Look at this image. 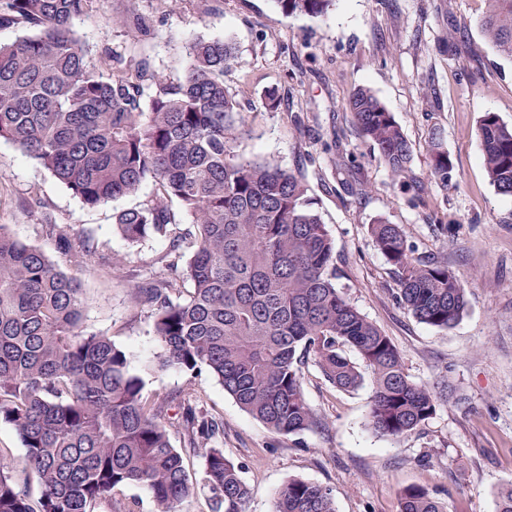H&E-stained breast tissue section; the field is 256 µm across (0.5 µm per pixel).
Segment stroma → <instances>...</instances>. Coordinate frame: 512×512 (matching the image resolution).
<instances>
[{
    "label": "stroma",
    "mask_w": 512,
    "mask_h": 512,
    "mask_svg": "<svg viewBox=\"0 0 512 512\" xmlns=\"http://www.w3.org/2000/svg\"><path fill=\"white\" fill-rule=\"evenodd\" d=\"M486 9L485 0H337L311 17L285 14L276 0H93L74 22L103 74L133 58L145 62L148 96L156 81H182L195 39L233 42L224 83L246 122L236 154L273 159L304 178L344 271L338 288L391 338L409 378L442 395L436 413L399 439L369 427L370 382L339 390L311 361L302 392L318 424L290 436L241 410L210 373L162 365L152 319L131 292L157 270L168 241L131 244L112 228L118 211L154 199V183L90 208L0 141V224L77 273L88 329L125 352L146 399L178 394L223 416L224 453L250 490L246 512H273L294 478L332 487L336 512H399V492L412 484L433 490L445 512H496L499 491L512 482V197L490 184L478 139L484 113L512 124V60L477 27ZM361 87L377 94L412 146L403 175L373 152L345 107ZM435 127L454 166L446 188L430 175ZM380 219L402 225L420 252L445 259L466 288L468 308L454 327L421 323L397 303L392 268L368 233ZM50 224L94 239L97 258L76 267Z\"/></svg>",
    "instance_id": "1"
}]
</instances>
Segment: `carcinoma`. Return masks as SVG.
Instances as JSON below:
<instances>
[{
	"instance_id": "cac0c4a2",
	"label": "carcinoma",
	"mask_w": 512,
	"mask_h": 512,
	"mask_svg": "<svg viewBox=\"0 0 512 512\" xmlns=\"http://www.w3.org/2000/svg\"><path fill=\"white\" fill-rule=\"evenodd\" d=\"M288 14L325 15L334 0H276ZM483 36L512 60V0H487ZM90 0H0V29L28 35L0 44V140L34 159L83 204L96 207L137 192L152 180L158 197L115 216L131 244L170 237L159 276L138 283L136 306L153 318L163 363L192 375L208 370L247 413L280 435L318 424L302 393L309 358L332 386L356 389L364 376L343 354L353 348L371 375L367 420L378 435L406 436L436 412L438 396L413 382L392 340L337 287L335 247L303 178L273 160L239 156L245 133L235 95L224 85L232 44L197 39L183 80L155 83L144 100L140 62L105 76L91 67L73 28ZM362 137L395 173L412 150L377 95L360 88L347 100ZM478 138L491 185L512 196V125L494 112ZM430 175L446 187L453 164L434 128ZM190 219L185 232L168 202ZM375 247L393 267L400 303L418 321L449 329L468 307L466 288L448 262L418 255L399 224L369 226ZM97 245L82 239L80 266ZM184 262L192 283L176 298L169 272ZM79 279L59 270L35 245L0 225V421L25 449L13 478L0 463V512H132L116 498L130 485L150 490L156 512H179L195 483L164 424L170 398L150 403L124 351L88 330ZM184 447L201 454L212 512H244L249 489L241 466L224 455V420L181 399ZM331 487L292 479L274 512H336ZM400 512H444L430 489L399 492Z\"/></svg>"
}]
</instances>
